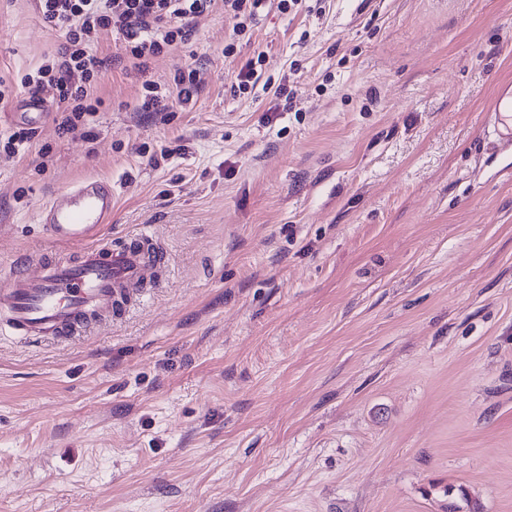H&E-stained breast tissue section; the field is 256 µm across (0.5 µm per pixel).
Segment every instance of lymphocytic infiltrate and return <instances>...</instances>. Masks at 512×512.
<instances>
[{"instance_id": "obj_1", "label": "lymphocytic infiltrate", "mask_w": 512, "mask_h": 512, "mask_svg": "<svg viewBox=\"0 0 512 512\" xmlns=\"http://www.w3.org/2000/svg\"><path fill=\"white\" fill-rule=\"evenodd\" d=\"M269 0H35L40 19L62 31L65 43L58 53L44 57L41 65L21 79L30 95L44 84L55 85L58 96L52 120L65 133L82 131L87 118L103 104L97 81L105 66L93 46L102 36L115 34L122 41L128 71L144 72L150 60L168 55L186 42L196 17L220 6L232 22L233 36L251 25ZM205 82L198 68L175 69L170 86L152 81L142 84L141 112L169 111L170 97L192 100Z\"/></svg>"}]
</instances>
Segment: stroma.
<instances>
[{
	"instance_id": "obj_1",
	"label": "stroma",
	"mask_w": 512,
	"mask_h": 512,
	"mask_svg": "<svg viewBox=\"0 0 512 512\" xmlns=\"http://www.w3.org/2000/svg\"><path fill=\"white\" fill-rule=\"evenodd\" d=\"M63 41L0 0V74ZM260 52L294 98L234 93ZM195 62L167 121L111 67L89 138L0 155V289L86 176L106 239L161 247L79 335L0 307V512H512V146L484 126L512 0L272 6L236 38L216 9L147 77Z\"/></svg>"
}]
</instances>
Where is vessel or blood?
Instances as JSON below:
<instances>
[{
	"mask_svg": "<svg viewBox=\"0 0 512 512\" xmlns=\"http://www.w3.org/2000/svg\"><path fill=\"white\" fill-rule=\"evenodd\" d=\"M45 115V103L31 99L7 118L31 126ZM488 116L502 140H512V112L504 98H496ZM112 182L90 177L56 195L41 210L40 221L58 247L50 259L18 263L0 304L7 322L20 336L37 341L48 336L68 337L96 315L112 310L132 288L152 281L154 263L139 242L112 247L103 230L112 221ZM80 247L72 255L71 247Z\"/></svg>",
	"mask_w": 512,
	"mask_h": 512,
	"instance_id": "b4317fda",
	"label": "vessel or blood"
}]
</instances>
